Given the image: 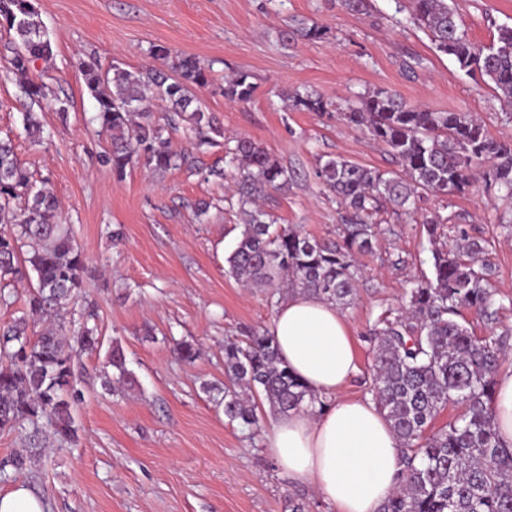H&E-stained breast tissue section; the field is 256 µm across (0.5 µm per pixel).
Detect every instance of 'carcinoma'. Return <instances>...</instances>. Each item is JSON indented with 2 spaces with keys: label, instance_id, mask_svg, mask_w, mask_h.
<instances>
[{
  "label": "carcinoma",
  "instance_id": "carcinoma-1",
  "mask_svg": "<svg viewBox=\"0 0 512 512\" xmlns=\"http://www.w3.org/2000/svg\"><path fill=\"white\" fill-rule=\"evenodd\" d=\"M411 21L426 30L437 51L460 69L491 86L512 106V26L498 29L496 42L480 46L461 28L448 0H412ZM0 26L14 34L10 69L29 106L47 98L46 86L31 77L32 65L52 48L34 0H0ZM153 57L168 68L102 70L95 60L82 63L85 84L98 103L95 121L111 140L103 163L121 175L141 163L155 172L176 168L188 155L170 149V134L183 132L199 150L221 134L216 117L192 93L211 84L209 70L193 56L174 55L161 45ZM224 97L252 100L255 86L239 72L220 87ZM154 100L166 104L164 124L149 120ZM293 107L328 113L311 94H295ZM336 117L383 146L401 171L373 170L341 157L322 163L316 177L345 205L338 238L310 237L290 225L275 224L257 202L288 189L292 174L250 138L225 151L233 169L236 205L243 214L240 235L226 258L227 273L249 284L318 295L336 306L353 300L359 254L373 248L376 224L370 218L389 204L411 213L431 193L451 198L482 181L512 199V140L490 136L484 122L469 112H435L410 107L395 93L376 90L346 103ZM26 135L44 139L35 113L23 115ZM59 204L46 187L36 186L12 142L0 140V291L35 274L27 307L48 324L29 332L28 316L0 325V429H28V454L11 465L18 471L42 449L71 441L76 429L67 399L73 389V357L100 346L92 315L68 334L61 312L81 288L85 259L73 231L58 220ZM448 219L426 216L422 227L432 254V277L405 292L401 311L381 313L372 329L374 363L371 395L401 445L400 485L378 512H512V450L500 445L491 400L504 353V334L478 336L457 320L469 309L496 320L503 299L492 288L493 268L483 259L481 241L457 229L445 241ZM106 366L115 377L130 378L123 350L112 347ZM277 414L322 412L326 397L299 381L278 356L270 330L250 329L241 341L224 344V417L248 428L260 424L257 397ZM462 408L434 429L448 405Z\"/></svg>",
  "mask_w": 512,
  "mask_h": 512
}]
</instances>
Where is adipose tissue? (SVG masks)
<instances>
[{
  "mask_svg": "<svg viewBox=\"0 0 512 512\" xmlns=\"http://www.w3.org/2000/svg\"><path fill=\"white\" fill-rule=\"evenodd\" d=\"M271 332L281 360L329 404L316 415L279 417L265 450L288 474L310 482L332 512H377L399 486L400 445L374 401L342 393L357 370L345 318L316 296L293 294L280 304ZM492 411L499 442L512 449V366L497 376Z\"/></svg>",
  "mask_w": 512,
  "mask_h": 512,
  "instance_id": "1",
  "label": "adipose tissue"
}]
</instances>
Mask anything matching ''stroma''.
<instances>
[{
	"instance_id": "stroma-1",
	"label": "stroma",
	"mask_w": 512,
	"mask_h": 512,
	"mask_svg": "<svg viewBox=\"0 0 512 512\" xmlns=\"http://www.w3.org/2000/svg\"><path fill=\"white\" fill-rule=\"evenodd\" d=\"M52 44L32 76L47 86L38 116L50 138L31 144L21 133L25 101L8 69V38L0 31V137H11L35 179L47 180L84 253L88 273L69 305L71 318L94 312L102 347L75 359L72 443L47 449L23 472L0 477V495L24 484L49 512H288L299 493L306 512H330L312 485L283 472L262 434L229 423L214 400L224 382V342L270 327L268 291L226 274L225 259L240 233L230 209L232 178H211L233 140L248 137L294 172L287 191L264 209L278 223L315 238L335 237L343 209L315 177L320 163L342 157L368 168L397 170L391 156L347 123L297 110L290 97L311 92L329 109L377 89L433 111L470 112L489 134L512 139V122L488 86L465 76L428 34L409 21V0H370L368 12L339 0H34ZM469 38L490 45L512 26V0H448ZM319 27L317 39L284 38L289 26ZM197 57L214 85L195 88L224 136L195 152L193 166L113 173L102 158L110 140L92 122L97 102L85 85L83 61L134 70L152 64L153 46ZM239 71L255 86L246 104L219 87ZM70 99L59 114L54 99ZM210 202L206 216L195 213ZM420 213H436L485 239L493 284L508 305L495 326L471 311L459 320L479 336L512 330V229L499 224L512 208L496 190L476 184L461 197L425 195ZM372 252L359 258L356 294L342 307L351 329L357 371L345 396L367 395L373 362L369 331L383 311L398 308L410 281L431 275L421 225L394 209L381 212ZM192 342L187 362L176 342ZM120 346L134 381L114 390L101 371Z\"/></svg>"
}]
</instances>
